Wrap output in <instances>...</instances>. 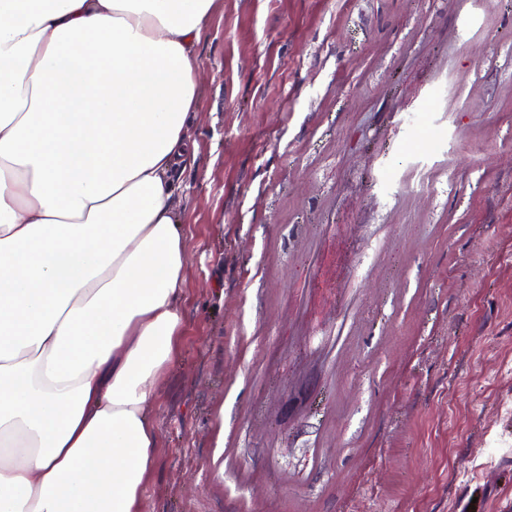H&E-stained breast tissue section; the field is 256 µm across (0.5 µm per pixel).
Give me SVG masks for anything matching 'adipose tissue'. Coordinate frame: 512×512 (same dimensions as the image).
<instances>
[{
    "label": "adipose tissue",
    "instance_id": "ef3b65f1",
    "mask_svg": "<svg viewBox=\"0 0 512 512\" xmlns=\"http://www.w3.org/2000/svg\"><path fill=\"white\" fill-rule=\"evenodd\" d=\"M217 0H0V512H142Z\"/></svg>",
    "mask_w": 512,
    "mask_h": 512
}]
</instances>
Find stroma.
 Instances as JSON below:
<instances>
[{
    "label": "stroma",
    "instance_id": "35a3bbf8",
    "mask_svg": "<svg viewBox=\"0 0 512 512\" xmlns=\"http://www.w3.org/2000/svg\"><path fill=\"white\" fill-rule=\"evenodd\" d=\"M142 512H512V0H221Z\"/></svg>",
    "mask_w": 512,
    "mask_h": 512
}]
</instances>
